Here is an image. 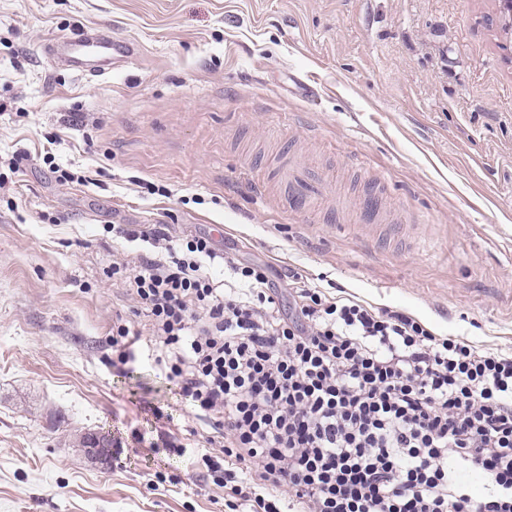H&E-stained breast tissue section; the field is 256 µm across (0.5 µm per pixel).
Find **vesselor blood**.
I'll use <instances>...</instances> for the list:
<instances>
[{
	"label": "vessel or blood",
	"mask_w": 512,
	"mask_h": 512,
	"mask_svg": "<svg viewBox=\"0 0 512 512\" xmlns=\"http://www.w3.org/2000/svg\"><path fill=\"white\" fill-rule=\"evenodd\" d=\"M50 59L61 68L84 77H103L137 55L134 44L116 39L98 26H86L73 34L55 37L46 46ZM279 177L287 190L291 210L307 209L327 193V182L315 169L298 164L284 165Z\"/></svg>",
	"instance_id": "obj_1"
}]
</instances>
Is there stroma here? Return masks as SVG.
<instances>
[{"label":"stroma","instance_id":"35a3bbf8","mask_svg":"<svg viewBox=\"0 0 512 512\" xmlns=\"http://www.w3.org/2000/svg\"><path fill=\"white\" fill-rule=\"evenodd\" d=\"M91 24L138 57L55 67L45 43ZM291 159L333 195L290 210L272 174ZM115 224L205 233L512 350V25L497 0H0V512L225 510L195 457L148 445L200 426L151 357L112 366L117 318L150 340L109 275L147 245ZM94 432L119 454L87 456Z\"/></svg>","mask_w":512,"mask_h":512}]
</instances>
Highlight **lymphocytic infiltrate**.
<instances>
[{
  "mask_svg": "<svg viewBox=\"0 0 512 512\" xmlns=\"http://www.w3.org/2000/svg\"><path fill=\"white\" fill-rule=\"evenodd\" d=\"M115 233L152 247L112 274L150 321L161 374L208 427L198 476L229 512H512L511 350L296 273L282 305L268 265L206 234Z\"/></svg>",
  "mask_w": 512,
  "mask_h": 512,
  "instance_id": "f902f5d3",
  "label": "lymphocytic infiltrate"
}]
</instances>
